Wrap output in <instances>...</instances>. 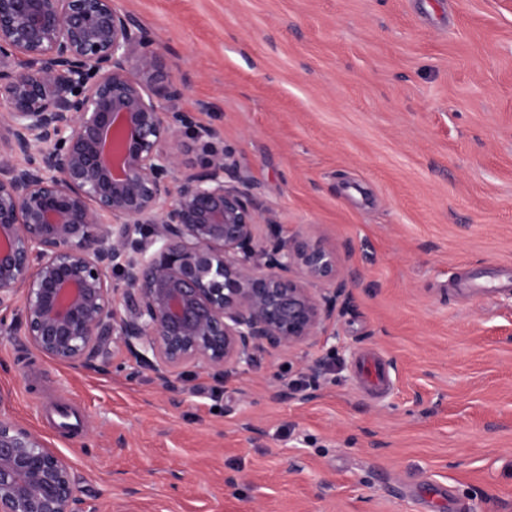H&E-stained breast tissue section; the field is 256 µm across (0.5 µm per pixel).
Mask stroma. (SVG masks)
Listing matches in <instances>:
<instances>
[{"mask_svg":"<svg viewBox=\"0 0 512 512\" xmlns=\"http://www.w3.org/2000/svg\"><path fill=\"white\" fill-rule=\"evenodd\" d=\"M118 5L283 238L358 284L316 346L175 391L0 334V412L69 459L85 512H512V285L474 286L512 271V0ZM316 364L312 399L273 398ZM358 374L361 379L375 390L384 389L389 383L388 369L380 361L360 358L358 362Z\"/></svg>","mask_w":512,"mask_h":512,"instance_id":"1","label":"stroma"}]
</instances>
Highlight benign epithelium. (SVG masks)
<instances>
[{
    "instance_id": "obj_1",
    "label": "benign epithelium",
    "mask_w": 512,
    "mask_h": 512,
    "mask_svg": "<svg viewBox=\"0 0 512 512\" xmlns=\"http://www.w3.org/2000/svg\"><path fill=\"white\" fill-rule=\"evenodd\" d=\"M160 57L117 0H0V327L75 369L121 350L174 391L185 367L223 381L315 344L355 279L309 235L258 237L272 219ZM81 493L0 414V512H82Z\"/></svg>"
}]
</instances>
